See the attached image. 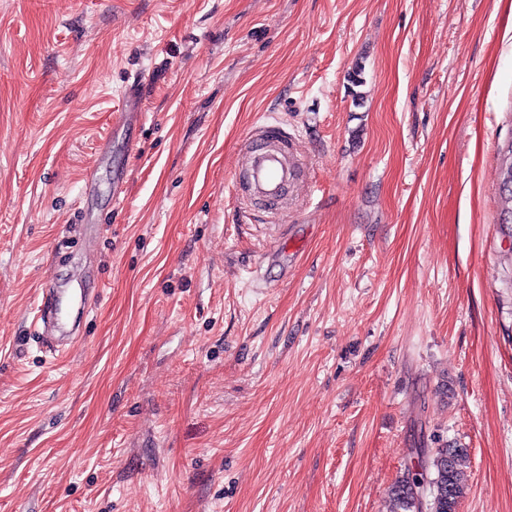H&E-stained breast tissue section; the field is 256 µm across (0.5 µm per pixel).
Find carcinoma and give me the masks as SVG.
<instances>
[{"label":"carcinoma","instance_id":"obj_1","mask_svg":"<svg viewBox=\"0 0 512 512\" xmlns=\"http://www.w3.org/2000/svg\"><path fill=\"white\" fill-rule=\"evenodd\" d=\"M498 191L500 224L512 237V143L502 157ZM467 462L468 451L459 445L431 449L418 466L407 468L391 485L390 512H457Z\"/></svg>","mask_w":512,"mask_h":512}]
</instances>
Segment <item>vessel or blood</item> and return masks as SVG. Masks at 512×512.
Masks as SVG:
<instances>
[{
    "label": "vessel or blood",
    "instance_id": "vessel-or-blood-1",
    "mask_svg": "<svg viewBox=\"0 0 512 512\" xmlns=\"http://www.w3.org/2000/svg\"><path fill=\"white\" fill-rule=\"evenodd\" d=\"M301 157L293 137L279 125L262 123L250 133L239 153L235 192L241 204L263 202L270 207V219L279 222L288 213V187L296 182ZM36 309L34 326L49 346H57L54 335L58 315L56 289L45 288Z\"/></svg>",
    "mask_w": 512,
    "mask_h": 512
}]
</instances>
